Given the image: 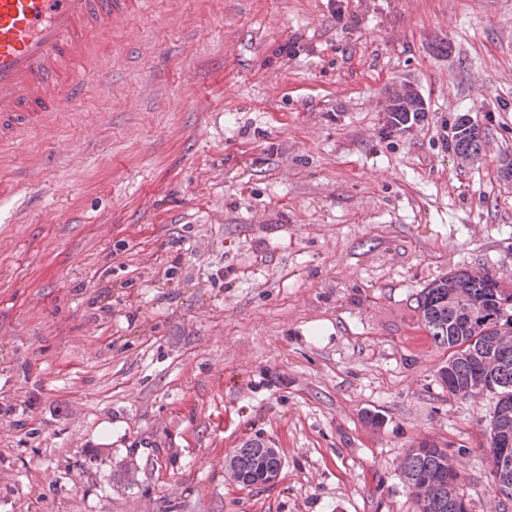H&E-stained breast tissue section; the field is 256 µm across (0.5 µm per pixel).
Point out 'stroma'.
<instances>
[{
    "label": "stroma",
    "mask_w": 512,
    "mask_h": 512,
    "mask_svg": "<svg viewBox=\"0 0 512 512\" xmlns=\"http://www.w3.org/2000/svg\"><path fill=\"white\" fill-rule=\"evenodd\" d=\"M85 67L0 153V512H415L426 437L470 512H512L498 395L448 392L415 309L512 279V0H153ZM250 439L275 483L225 473ZM455 130L449 145L454 154L466 161L476 158L481 150L483 131L468 119H461ZM493 443L497 448H501L498 469L493 473L497 466V456L495 450L490 448L489 465L490 473L493 477L494 487L498 494L512 498V447L510 453L508 448L511 446V438L508 434L501 433L497 428L492 431Z\"/></svg>",
    "instance_id": "obj_1"
}]
</instances>
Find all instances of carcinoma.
Segmentation results:
<instances>
[{
    "instance_id": "carcinoma-1",
    "label": "carcinoma",
    "mask_w": 512,
    "mask_h": 512,
    "mask_svg": "<svg viewBox=\"0 0 512 512\" xmlns=\"http://www.w3.org/2000/svg\"><path fill=\"white\" fill-rule=\"evenodd\" d=\"M422 110L421 100L410 90L398 96L390 108L392 112ZM481 142L479 126L462 119L455 127L450 148L457 157L469 161L479 155ZM509 300L511 286L488 271L461 268L423 288L416 298V309L433 341L448 350V360L439 369L448 392L474 397L485 390L497 391L495 422L512 431V340L502 345L508 354L505 363L479 353V347L497 335L494 316ZM224 467L244 486L262 485L266 471L281 470L282 458L277 449L253 439L227 458ZM401 471L417 512H453L448 505L460 497L459 471L446 444L434 439L419 441L403 457Z\"/></svg>"
}]
</instances>
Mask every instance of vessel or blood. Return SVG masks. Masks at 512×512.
I'll list each match as a JSON object with an SVG mask.
<instances>
[{
    "label": "vessel or blood",
    "mask_w": 512,
    "mask_h": 512,
    "mask_svg": "<svg viewBox=\"0 0 512 512\" xmlns=\"http://www.w3.org/2000/svg\"><path fill=\"white\" fill-rule=\"evenodd\" d=\"M151 7L152 0H0V150L78 104L87 49L105 22Z\"/></svg>",
    "instance_id": "1"
}]
</instances>
